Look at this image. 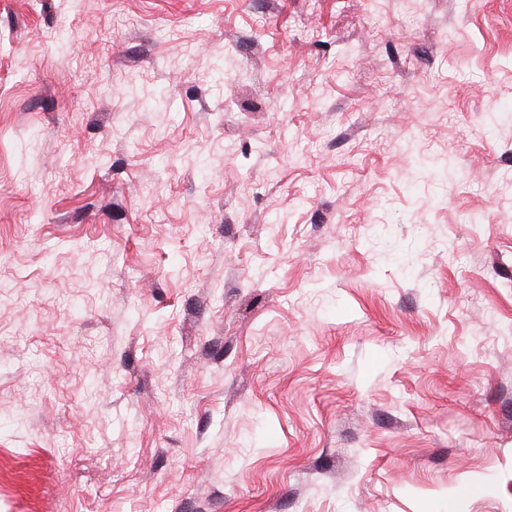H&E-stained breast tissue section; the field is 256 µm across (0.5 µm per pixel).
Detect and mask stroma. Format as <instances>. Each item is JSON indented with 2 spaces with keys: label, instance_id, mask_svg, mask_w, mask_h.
Here are the masks:
<instances>
[{
  "label": "stroma",
  "instance_id": "35a3bbf8",
  "mask_svg": "<svg viewBox=\"0 0 512 512\" xmlns=\"http://www.w3.org/2000/svg\"><path fill=\"white\" fill-rule=\"evenodd\" d=\"M0 512H512V0H0Z\"/></svg>",
  "mask_w": 512,
  "mask_h": 512
}]
</instances>
